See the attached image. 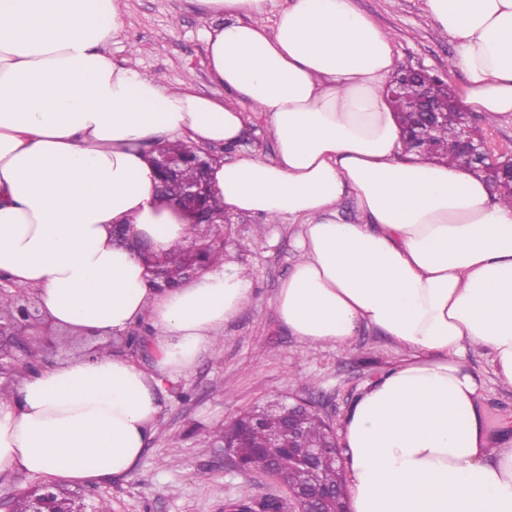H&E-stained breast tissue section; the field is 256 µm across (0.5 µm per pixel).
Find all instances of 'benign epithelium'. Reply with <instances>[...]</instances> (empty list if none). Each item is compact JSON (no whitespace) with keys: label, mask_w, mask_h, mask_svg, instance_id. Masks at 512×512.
<instances>
[{"label":"benign epithelium","mask_w":512,"mask_h":512,"mask_svg":"<svg viewBox=\"0 0 512 512\" xmlns=\"http://www.w3.org/2000/svg\"><path fill=\"white\" fill-rule=\"evenodd\" d=\"M419 86L418 111L422 112L420 124L410 131L413 141L420 146V152L428 154V145L438 130L451 123L454 125L461 157V166L477 174L495 175L491 184L499 189L505 184L512 185V152L491 155L483 136L476 131L472 113L465 111L456 99L448 101L442 108L431 98L430 87L439 80L423 70L400 66L397 68L386 91L391 97L406 81ZM184 161L181 158L161 156L154 160L158 175L157 188L165 192L168 185L179 184L172 202L185 212L195 216V223L203 226L202 238L224 244V228L211 226L205 221V213L212 207L209 187V166L200 160L198 178L191 182L179 181ZM20 313L18 318L6 324L0 323V377L14 379V372L22 366L26 349L31 346L30 331L48 323L39 307L38 300L26 295L19 296ZM285 426L288 430V465L296 468L291 483L285 484L288 499L294 504L293 512H329L330 504L347 499L346 487L331 486L319 479V465L330 461L337 467L343 466V456L334 430H329V439L319 446L305 442L304 421L301 411L312 409L303 400L281 404ZM226 455L240 471H259L265 476L280 481L273 454H266L265 462L256 465L251 462V452L237 443L224 447ZM69 500L75 503L72 512H87L82 496L66 494L59 484L49 480L38 483L34 488L18 497L3 500L0 498V512H62V503Z\"/></svg>","instance_id":"obj_1"}]
</instances>
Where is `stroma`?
<instances>
[{
    "label": "stroma",
    "mask_w": 512,
    "mask_h": 512,
    "mask_svg": "<svg viewBox=\"0 0 512 512\" xmlns=\"http://www.w3.org/2000/svg\"><path fill=\"white\" fill-rule=\"evenodd\" d=\"M393 37L398 65L428 70L451 90L465 82L448 63L455 48L425 10V0H354ZM213 21L197 0H128L125 23L107 53L113 62L162 75L199 95L220 98L206 65V32ZM210 154L230 162L243 155L272 163L276 150L265 115L254 113L235 149ZM298 225L266 223L262 216L232 214L224 227V257L254 275L253 295L225 324L215 352L202 356L189 377L160 397L159 433L131 475L90 487L88 506L110 512H226L238 499L286 495V488L258 472L239 471L210 430L277 399L311 402L334 430L363 389L407 358L406 349L380 333L360 330L342 349L310 347L278 318L275 294L299 252ZM466 363L482 380L480 394L491 411H512V388L499 383L484 350L472 348Z\"/></svg>",
    "instance_id": "35a3bbf8"
}]
</instances>
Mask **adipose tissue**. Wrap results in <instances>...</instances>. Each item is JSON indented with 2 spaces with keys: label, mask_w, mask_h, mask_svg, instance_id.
I'll list each match as a JSON object with an SVG mask.
<instances>
[{
  "label": "adipose tissue",
  "mask_w": 512,
  "mask_h": 512,
  "mask_svg": "<svg viewBox=\"0 0 512 512\" xmlns=\"http://www.w3.org/2000/svg\"><path fill=\"white\" fill-rule=\"evenodd\" d=\"M218 24L207 66L223 99L118 66L106 52L124 0H0V275L32 288L79 336L149 324L151 369L103 349L23 376L0 398V473L69 484L136 471L159 396L189 376L252 296L217 264L157 290L136 245H190V217L159 196L163 144H238L269 117L277 160L211 164L218 208L300 224L275 297L302 341L349 345L369 326L411 351L361 393L342 429L351 512H512V413L489 418L464 355L512 386V205L483 179L405 148L385 84L391 35L353 0H198ZM456 43L459 97L512 114V0H425ZM352 195L353 222L340 206ZM128 227L134 242L114 229Z\"/></svg>",
  "instance_id": "adipose-tissue-1"
}]
</instances>
